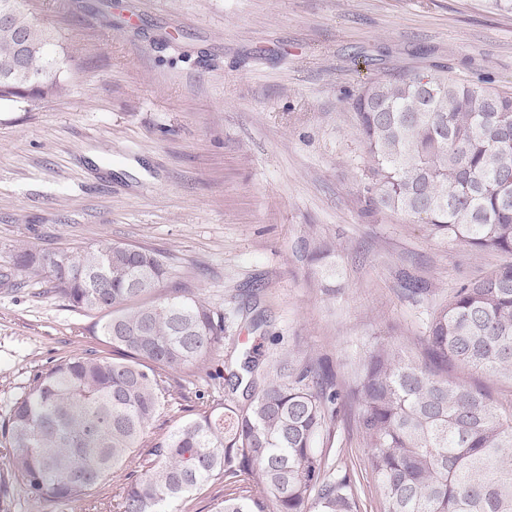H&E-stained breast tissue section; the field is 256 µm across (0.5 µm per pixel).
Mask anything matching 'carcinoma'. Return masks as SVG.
<instances>
[{
	"label": "carcinoma",
	"instance_id": "cac0c4a2",
	"mask_svg": "<svg viewBox=\"0 0 512 512\" xmlns=\"http://www.w3.org/2000/svg\"><path fill=\"white\" fill-rule=\"evenodd\" d=\"M19 32L29 42L20 66ZM72 58L57 32L0 0V101L65 93ZM348 105L368 158L366 210L512 256V95L407 71L367 82ZM169 274L161 253L108 239L76 254L16 252L0 284L48 279L72 309L101 314L100 336L120 358L91 351L36 374L10 411L0 464L42 502L80 500L110 481L113 512H168L219 480L217 512H359L360 483L317 447L340 399L323 364L290 368L284 357L261 370L247 354L230 372L243 403H205L146 441L168 404L163 375L203 365L224 339V313L203 298L158 294ZM424 344L430 364L389 342L356 362L381 512H512V413L448 377L460 368L512 380V264L455 289Z\"/></svg>",
	"mask_w": 512,
	"mask_h": 512
}]
</instances>
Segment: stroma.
<instances>
[{
	"instance_id": "35a3bbf8",
	"label": "stroma",
	"mask_w": 512,
	"mask_h": 512,
	"mask_svg": "<svg viewBox=\"0 0 512 512\" xmlns=\"http://www.w3.org/2000/svg\"><path fill=\"white\" fill-rule=\"evenodd\" d=\"M74 38L65 95L0 103V268L22 247L75 253L109 239L163 252L166 288L224 313L203 367L168 373L153 433L200 399L241 400L224 363L257 349L329 366L341 403L320 443L355 473L360 512L381 493L358 427L353 364L389 341L423 357L432 311L512 262L428 236L412 217L364 211V148L346 92L388 70L488 78L512 95V9L503 0H25ZM375 58L355 63L357 54ZM328 243L322 268L303 246ZM412 276L422 285L404 295ZM255 301L254 332L241 308ZM95 317L45 280L0 285V449L34 375L101 351ZM0 512H112V487L82 503H37L0 467Z\"/></svg>"
}]
</instances>
